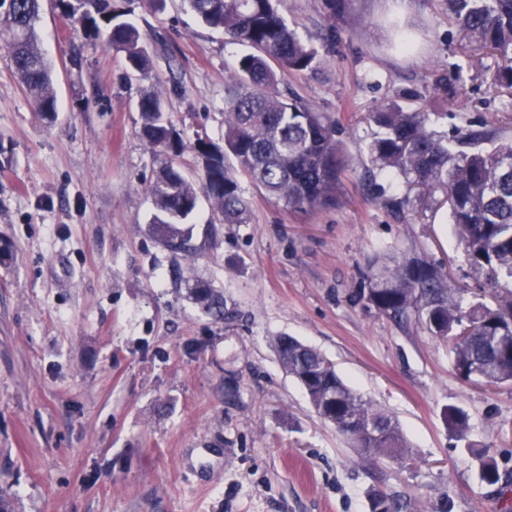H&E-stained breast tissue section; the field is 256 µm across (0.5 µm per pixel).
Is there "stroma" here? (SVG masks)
Wrapping results in <instances>:
<instances>
[{
  "label": "stroma",
  "instance_id": "stroma-1",
  "mask_svg": "<svg viewBox=\"0 0 512 512\" xmlns=\"http://www.w3.org/2000/svg\"><path fill=\"white\" fill-rule=\"evenodd\" d=\"M147 78L74 32L44 0L41 48L56 116L35 110L0 47V499L12 512H369L368 494L407 512H501L478 477L486 448L512 473V386L466 382L449 346L368 305L366 259L459 254L442 191L368 185L367 115L394 101L438 130L512 138V91L445 0H324L282 9L318 51L280 88L336 123L346 162L338 205L291 213L250 192L252 221L201 202L200 252L174 255L149 227L145 188L164 164L139 135L137 101L156 92L185 140L224 144V75L241 48L184 0H133ZM405 30L412 48L396 47ZM221 292L217 320L190 295ZM293 336L383 409L415 463L370 461L311 410L274 349ZM464 408L467 440L444 411Z\"/></svg>",
  "mask_w": 512,
  "mask_h": 512
}]
</instances>
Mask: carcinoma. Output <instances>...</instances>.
I'll return each mask as SVG.
<instances>
[{
	"label": "carcinoma",
	"instance_id": "1",
	"mask_svg": "<svg viewBox=\"0 0 512 512\" xmlns=\"http://www.w3.org/2000/svg\"><path fill=\"white\" fill-rule=\"evenodd\" d=\"M42 0H0V41L34 108L56 111L52 65L39 47L37 22ZM127 0H58L59 7L91 39L104 38L124 54L129 71L141 78L150 55L136 26L127 19ZM206 25L221 29L229 42L246 48L226 78L224 148L198 136L188 144L153 92L141 94L139 134L169 158L146 188L153 204L151 224L172 253L192 255L198 247L186 224L200 197L226 224L252 221L248 189L284 204L290 211H315L339 202L344 160L335 123L296 96L285 98L279 76L312 70L318 52L288 23L280 0H185ZM448 10L478 48L499 56V85L512 88V0H448ZM378 131L368 146L373 168L407 184L441 187L448 195L449 221L463 246L464 262L491 289L494 303L465 302V289L450 281L443 266L421 257L392 264L368 259L366 301L398 321H413L446 339L464 326L469 337L452 346L453 367L465 381L512 384V139L487 131L460 130L453 136L432 127L427 112H407L396 103L368 114ZM196 152L201 173L187 176L174 160ZM195 301L216 319L226 315L224 296L203 283ZM283 368L306 391L314 412L336 427L368 460L386 457L403 465L410 448L399 424L344 383L335 365L300 340L275 342ZM448 430L470 432L467 413H444ZM483 483L497 488L509 512L512 482L496 458L477 455ZM378 512L401 505L385 492L370 495Z\"/></svg>",
	"mask_w": 512,
	"mask_h": 512
}]
</instances>
